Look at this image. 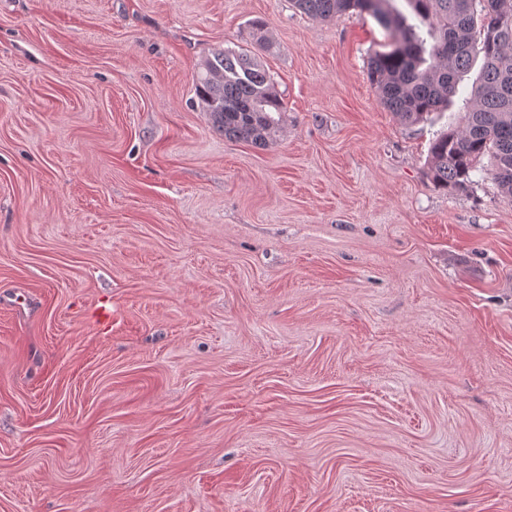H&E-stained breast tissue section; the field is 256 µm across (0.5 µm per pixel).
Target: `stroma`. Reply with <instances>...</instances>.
<instances>
[{
	"mask_svg": "<svg viewBox=\"0 0 512 512\" xmlns=\"http://www.w3.org/2000/svg\"><path fill=\"white\" fill-rule=\"evenodd\" d=\"M388 39L0 0V512H512V197L431 181L460 109L384 107ZM217 47L274 79L268 147L198 107Z\"/></svg>",
	"mask_w": 512,
	"mask_h": 512,
	"instance_id": "obj_1",
	"label": "stroma"
}]
</instances>
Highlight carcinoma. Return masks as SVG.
<instances>
[{
    "instance_id": "1",
    "label": "carcinoma",
    "mask_w": 512,
    "mask_h": 512,
    "mask_svg": "<svg viewBox=\"0 0 512 512\" xmlns=\"http://www.w3.org/2000/svg\"><path fill=\"white\" fill-rule=\"evenodd\" d=\"M393 2L293 0L297 10L320 19L366 11L393 32L389 49L370 57L368 79L405 123L448 105L480 50L481 80L464 99L458 125L432 140L428 175L444 189L464 192L487 156L492 179L512 197V0H407L413 23ZM195 94L224 137L262 147L274 141L283 101L252 51L212 50L198 66Z\"/></svg>"
}]
</instances>
